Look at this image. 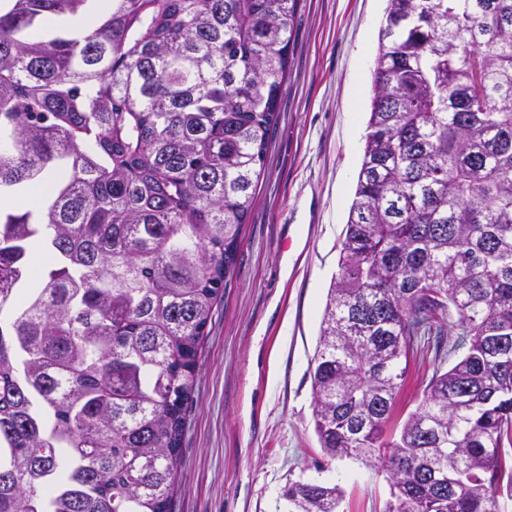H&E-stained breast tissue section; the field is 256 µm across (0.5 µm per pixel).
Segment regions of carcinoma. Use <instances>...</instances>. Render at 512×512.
I'll list each match as a JSON object with an SVG mask.
<instances>
[{"label":"carcinoma","instance_id":"cac0c4a2","mask_svg":"<svg viewBox=\"0 0 512 512\" xmlns=\"http://www.w3.org/2000/svg\"><path fill=\"white\" fill-rule=\"evenodd\" d=\"M312 365L329 459L385 512L512 488V0H386ZM299 0H4L0 512H173L199 351L280 112ZM435 368L383 436L415 354ZM288 512L343 490L295 482Z\"/></svg>","mask_w":512,"mask_h":512}]
</instances>
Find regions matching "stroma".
<instances>
[{"label": "stroma", "instance_id": "1", "mask_svg": "<svg viewBox=\"0 0 512 512\" xmlns=\"http://www.w3.org/2000/svg\"><path fill=\"white\" fill-rule=\"evenodd\" d=\"M385 0H300L288 75L236 271L198 356L173 512H280L295 481L339 483L341 512H384L389 475L329 459L311 360L360 167ZM433 360L410 358L403 421Z\"/></svg>", "mask_w": 512, "mask_h": 512}]
</instances>
